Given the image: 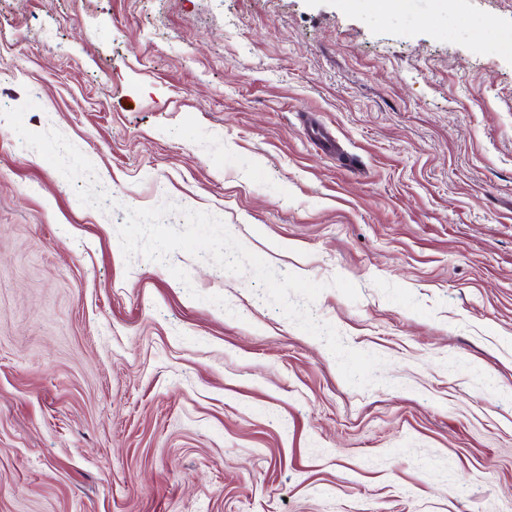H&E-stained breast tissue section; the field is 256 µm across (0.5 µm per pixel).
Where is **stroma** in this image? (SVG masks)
<instances>
[{
    "label": "stroma",
    "mask_w": 512,
    "mask_h": 512,
    "mask_svg": "<svg viewBox=\"0 0 512 512\" xmlns=\"http://www.w3.org/2000/svg\"><path fill=\"white\" fill-rule=\"evenodd\" d=\"M449 6L0 0V512H512V0ZM167 202L376 383L251 273L125 259Z\"/></svg>",
    "instance_id": "1"
}]
</instances>
